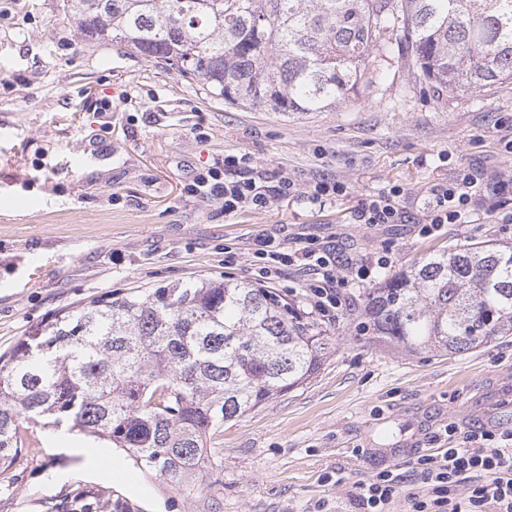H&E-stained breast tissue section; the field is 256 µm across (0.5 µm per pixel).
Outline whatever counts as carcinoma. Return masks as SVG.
<instances>
[{
	"instance_id": "cac0c4a2",
	"label": "carcinoma",
	"mask_w": 512,
	"mask_h": 512,
	"mask_svg": "<svg viewBox=\"0 0 512 512\" xmlns=\"http://www.w3.org/2000/svg\"><path fill=\"white\" fill-rule=\"evenodd\" d=\"M82 34L101 24L228 105L326 112L373 82L389 36L414 81L450 91L512 83V0H64ZM369 325L407 349L463 354L512 336V246L413 265L368 294ZM326 336L300 306L246 281L198 280L59 311L0 354V474L25 423L105 440L176 486L210 433L320 369Z\"/></svg>"
}]
</instances>
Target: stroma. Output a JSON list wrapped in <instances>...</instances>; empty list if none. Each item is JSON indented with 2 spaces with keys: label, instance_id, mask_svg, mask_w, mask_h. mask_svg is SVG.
Returning a JSON list of instances; mask_svg holds the SVG:
<instances>
[{
  "label": "stroma",
  "instance_id": "35a3bbf8",
  "mask_svg": "<svg viewBox=\"0 0 512 512\" xmlns=\"http://www.w3.org/2000/svg\"><path fill=\"white\" fill-rule=\"evenodd\" d=\"M1 75L0 353L53 313L110 295L257 281L261 235L287 250L317 237L346 266L373 253L392 265L339 289L337 309L316 316L329 336L319 371L208 438L218 467L195 484L137 469L118 448L108 459L69 452L44 420L25 426L0 512H354L356 486L377 472L410 473L473 428L512 429V336L442 355L363 327L370 290L411 265L512 244L502 221L512 212L511 83L450 91L392 66L335 111L286 117L225 104L162 60L84 40L63 0H0ZM76 151L88 157L79 170L66 166ZM231 153L249 154L266 185L289 175L296 192L230 217L184 195ZM468 172L507 182L479 188L468 223L423 236L431 188ZM321 176L347 192L319 210L305 191ZM393 185L406 223H355L360 200ZM41 263L48 275L26 282ZM116 460L132 482L113 478Z\"/></svg>",
  "mask_w": 512,
  "mask_h": 512
}]
</instances>
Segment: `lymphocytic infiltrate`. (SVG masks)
<instances>
[{"instance_id":"f902f5d3","label":"lymphocytic infiltrate","mask_w":512,"mask_h":512,"mask_svg":"<svg viewBox=\"0 0 512 512\" xmlns=\"http://www.w3.org/2000/svg\"><path fill=\"white\" fill-rule=\"evenodd\" d=\"M477 179L464 174L456 181L434 187L428 207L432 224L463 223L471 202V190ZM291 178L281 177L277 185L264 188L257 178L227 180L220 170L211 168L199 173L186 192L190 196L220 203L225 214L249 208H268L272 199L294 192ZM401 188L367 196L355 212L359 224H400L405 215L395 205ZM254 263L263 278L276 281L288 270H307L306 286L315 307L329 312L337 304L336 290L345 279L339 274V260L330 246L318 239H306L303 247L284 251L259 241L253 253ZM461 448H446L420 460L413 472L415 481L426 493L412 498L411 512H512V431L479 428L467 433ZM403 476L390 471L376 474L357 487L355 503L359 512H391V503Z\"/></svg>"}]
</instances>
